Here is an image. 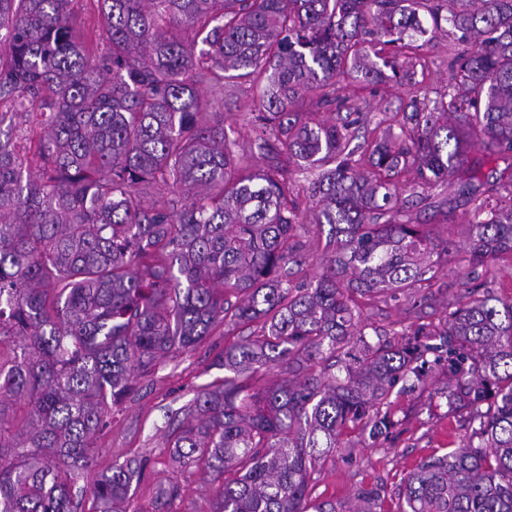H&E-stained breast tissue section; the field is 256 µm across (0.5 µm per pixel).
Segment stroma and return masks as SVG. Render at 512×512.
<instances>
[{"label":"stroma","instance_id":"stroma-1","mask_svg":"<svg viewBox=\"0 0 512 512\" xmlns=\"http://www.w3.org/2000/svg\"><path fill=\"white\" fill-rule=\"evenodd\" d=\"M417 58L409 64V74L376 86L369 91L358 84L349 87V106L358 112L359 136L373 138L394 125V114L412 96L436 98L447 90L452 73L448 54L453 44L447 33L431 30ZM202 93L224 103V122L237 128L240 141L248 148L246 159L252 168L265 166L254 149L255 127L251 115L237 96L236 89L210 84ZM485 284L500 301H512V265L502 261L489 269H470L466 251H458L437 267L436 283L425 297L403 296L384 302L362 301L361 317L372 328L368 342L391 330L413 331L424 328L430 344H439L445 306L449 295H459L477 284ZM257 325L219 328L193 350L165 358L155 371L138 376V392L113 412L108 427L97 436L95 465L80 479L75 494L81 500L78 512H90L93 482L112 463L127 460L143 462V474L130 491V503L137 512H210L217 487L203 469L182 470L166 446V436L175 426L179 411L190 404L197 392L221 384L224 370L214 358L224 346L239 337L257 332ZM448 372L444 363H430L423 380L398 383L383 410L395 426L388 435L371 438L360 429L345 430L342 448L324 456L311 470L309 495L313 501L350 506L358 491L378 490L383 512H396L405 488L407 474L421 462L443 456L469 434L467 408L449 412L444 395ZM176 484L178 497L160 503L159 486Z\"/></svg>","mask_w":512,"mask_h":512}]
</instances>
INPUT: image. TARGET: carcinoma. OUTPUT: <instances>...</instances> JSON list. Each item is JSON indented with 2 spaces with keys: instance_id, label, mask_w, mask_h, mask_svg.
Returning <instances> with one entry per match:
<instances>
[{
  "instance_id": "1",
  "label": "carcinoma",
  "mask_w": 512,
  "mask_h": 512,
  "mask_svg": "<svg viewBox=\"0 0 512 512\" xmlns=\"http://www.w3.org/2000/svg\"><path fill=\"white\" fill-rule=\"evenodd\" d=\"M72 2L0 0V344L14 352L0 360V512H74L93 437L134 375L227 321L261 332L216 355L230 375L167 447L221 482L211 512H338L310 501V469L351 423L388 434L392 389L438 351L419 331L365 342L358 300L432 287L457 227L472 268L512 257V0H94L97 38ZM429 25L462 46L454 83L351 148V113L317 108L346 107L350 76L383 81L372 54L399 77ZM202 82L249 85L266 167L245 166ZM477 140L488 179L468 161ZM293 167L320 168L315 224L336 235L300 283ZM411 171L424 189L456 185L466 221L443 237L403 221ZM494 301L473 289L448 303V406L471 408V432L408 474L398 512H512V303ZM263 366L285 377L255 392ZM139 469L113 463L91 512H129Z\"/></svg>"
}]
</instances>
